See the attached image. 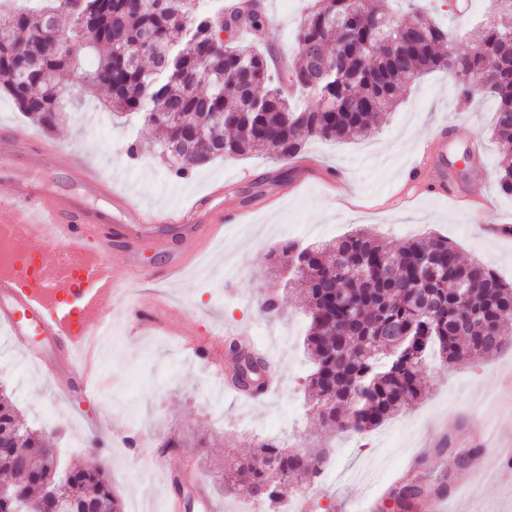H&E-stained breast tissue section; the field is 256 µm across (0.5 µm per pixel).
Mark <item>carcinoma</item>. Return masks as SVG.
Instances as JSON below:
<instances>
[{
    "instance_id": "cac0c4a2",
    "label": "carcinoma",
    "mask_w": 512,
    "mask_h": 512,
    "mask_svg": "<svg viewBox=\"0 0 512 512\" xmlns=\"http://www.w3.org/2000/svg\"><path fill=\"white\" fill-rule=\"evenodd\" d=\"M9 2L0 0V92L52 131L64 118L55 76L77 68L82 56L83 85L92 94L106 91L117 117L136 116L155 129L159 155L177 180L246 151L293 158L309 137L368 138L408 83L435 71L482 69L499 55L504 65L489 74L486 93L496 102L498 186L512 195V0H498L500 19L473 31L470 51L452 54L456 34L416 0L398 20L376 0H310L296 38L301 62L281 79L264 51L234 43L243 30L266 27L258 8L223 41L224 20L243 8L226 11L222 0L215 9L210 0H43L36 9ZM64 16L81 29L60 32ZM286 81L298 94L321 101L328 94L337 105L296 108ZM279 258L293 264L306 297L305 388L315 425L348 434L375 429L420 398L428 355L456 364L512 344V284L484 264L461 261L440 235L392 251L358 230L316 246L289 242ZM337 292L351 306L334 303ZM328 460L324 451L308 458L264 439L224 483L272 505L298 480L316 482ZM22 467L25 481L17 479ZM58 496L72 512H123L106 469L61 466L53 441L1 392L0 512L25 502L55 512Z\"/></svg>"
}]
</instances>
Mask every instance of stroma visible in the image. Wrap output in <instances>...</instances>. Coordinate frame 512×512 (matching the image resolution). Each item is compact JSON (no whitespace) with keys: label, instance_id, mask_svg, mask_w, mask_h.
<instances>
[{"label":"stroma","instance_id":"obj_1","mask_svg":"<svg viewBox=\"0 0 512 512\" xmlns=\"http://www.w3.org/2000/svg\"><path fill=\"white\" fill-rule=\"evenodd\" d=\"M276 33L267 34L269 55H280L278 72L297 62L295 35L308 0H258ZM493 100H465L452 78L435 72L406 85L385 122L366 140L339 143L311 139L293 159L249 153L211 162L187 180L173 179L153 151L154 132L137 118L120 122L99 95L73 99L68 116L52 132H43L0 94V131L45 137L61 150L81 154L127 199L116 210L105 194L89 191L78 172L44 165L56 196L79 201L105 224L138 223L142 211L166 212L185 207L199 194L222 186L225 209L248 210L244 223L226 227L200 258L213 270L199 282L192 268L176 278L149 280L117 255L104 254L116 288L135 300L151 302L164 312L165 327L143 334L129 320L124 305L116 319L124 329L112 338V358L101 367L100 392L92 401L79 394L61 396L56 382L67 381L61 359L49 370L34 367L6 328L0 327V384L7 387L24 421L49 432L61 459L84 463L88 443H104L98 458L108 470L124 512H168L175 498L173 473L192 466L203 487L190 512H247L248 506L222 483L224 466L248 456L259 440L275 438L304 453L325 448L330 464L308 487L311 512H398L394 502L375 506L386 482L417 451L441 460L440 468L412 475L414 484H463L461 512H512V481L489 486L453 466V457L434 437L432 422L447 420L457 446L471 447L484 432L493 444L481 456L489 471L499 472L512 458V390L501 378L512 371V347L493 357H478L453 366L429 363L421 374L423 395L369 432L342 435L311 429L305 413L308 363L302 341L307 319L296 285L282 286L270 256L287 242H327L367 229L385 246L402 247L411 238L434 232L448 237L462 259L482 260L512 284V196L501 193L495 170L498 150L492 137ZM446 125L447 138L435 152L445 161L455 197L427 193L433 167L416 165L417 150L433 129ZM141 144L129 158L130 142ZM279 294V310H258L262 290ZM221 329L225 337L248 332L256 346L278 365L271 392L247 398L232 386H218L206 363L189 361L185 340ZM143 431L153 448L174 435H192L202 447L169 455L168 470L139 461L128 473L125 449L111 448L113 438Z\"/></svg>","mask_w":512,"mask_h":512}]
</instances>
